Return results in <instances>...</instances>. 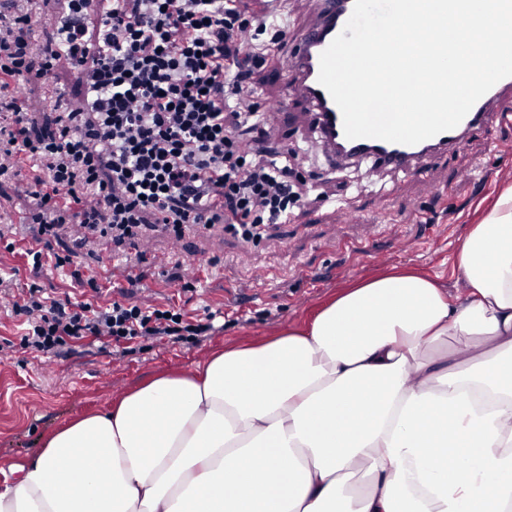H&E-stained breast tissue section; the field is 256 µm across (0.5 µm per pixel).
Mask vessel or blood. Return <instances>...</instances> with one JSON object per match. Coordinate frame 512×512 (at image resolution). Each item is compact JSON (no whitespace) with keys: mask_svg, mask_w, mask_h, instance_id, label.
<instances>
[{"mask_svg":"<svg viewBox=\"0 0 512 512\" xmlns=\"http://www.w3.org/2000/svg\"><path fill=\"white\" fill-rule=\"evenodd\" d=\"M354 8V0H320V17L309 27L290 54L284 74L293 77L285 97L262 101L257 109L261 112H281L291 101L304 105V113L311 128L325 146L327 156L341 165L350 164L347 154L337 152L336 144H347L341 112L328 91L319 83L320 55L331 41L344 29ZM512 97V77L497 82L471 108L454 129L426 139L424 146L405 145L380 141V150L368 153L374 166L390 167L399 171L420 172L428 153L444 152L463 145L469 130L486 127L489 105L504 97Z\"/></svg>","mask_w":512,"mask_h":512,"instance_id":"obj_1","label":"vessel or blood"}]
</instances>
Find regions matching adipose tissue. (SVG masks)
Segmentation results:
<instances>
[{
  "mask_svg": "<svg viewBox=\"0 0 512 512\" xmlns=\"http://www.w3.org/2000/svg\"><path fill=\"white\" fill-rule=\"evenodd\" d=\"M452 268L463 293L418 271L359 281L304 328L54 431L0 512H505L512 189ZM451 336L463 355L432 356Z\"/></svg>",
  "mask_w": 512,
  "mask_h": 512,
  "instance_id": "1",
  "label": "adipose tissue"
}]
</instances>
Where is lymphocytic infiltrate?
Wrapping results in <instances>:
<instances>
[{"instance_id": "1", "label": "lymphocytic infiltrate", "mask_w": 512, "mask_h": 512, "mask_svg": "<svg viewBox=\"0 0 512 512\" xmlns=\"http://www.w3.org/2000/svg\"><path fill=\"white\" fill-rule=\"evenodd\" d=\"M49 2L0 5V178L37 166L26 189L34 243L24 256L37 270L71 267L80 291L62 300L29 285L11 306L25 332L0 336V351L52 357L94 337L127 353L140 339L207 335L212 323L168 304H101L75 260L107 242L117 254L141 248L158 230L180 239L219 227L255 242L294 216L302 195L287 162L259 158L243 141L265 117L240 109L254 67L279 39L266 37L264 12L242 17L241 0H66L43 40L37 27ZM63 59L80 70L83 90L56 97L54 133L32 136L16 94L27 75L51 78ZM70 223L79 226L76 248L55 253Z\"/></svg>"}]
</instances>
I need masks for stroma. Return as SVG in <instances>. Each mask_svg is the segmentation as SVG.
<instances>
[{"label": "stroma", "instance_id": "35a3bbf8", "mask_svg": "<svg viewBox=\"0 0 512 512\" xmlns=\"http://www.w3.org/2000/svg\"><path fill=\"white\" fill-rule=\"evenodd\" d=\"M288 34L282 52H292L319 11V0H280ZM80 73L60 62L49 80L29 79L22 93L35 129L51 130L50 98L81 91ZM285 116L269 115L264 131L252 132L255 148L287 156L294 182L305 188L290 223L271 227L259 243H244L221 229L190 232L172 243L154 233L132 302L182 304L197 317L214 314V329L196 343H144L123 359L97 339L64 357H38L14 349L0 352V488L17 478L42 439L67 420L107 409L112 401L155 375L192 368L224 347L267 339L304 324L339 288L387 268L415 267L454 286L449 259L469 225L478 223L512 186V127L471 132L464 147L434 156L423 177L401 171L329 168L322 144L306 125L298 103ZM491 166L486 183L457 179L459 170ZM30 199L16 182H0V220L11 223L15 252L0 247V277L8 294L37 283L55 297L76 288L65 268L33 271L20 255L33 242L25 221ZM186 259H201L193 291L171 281L173 246Z\"/></svg>", "mask_w": 512, "mask_h": 512}]
</instances>
